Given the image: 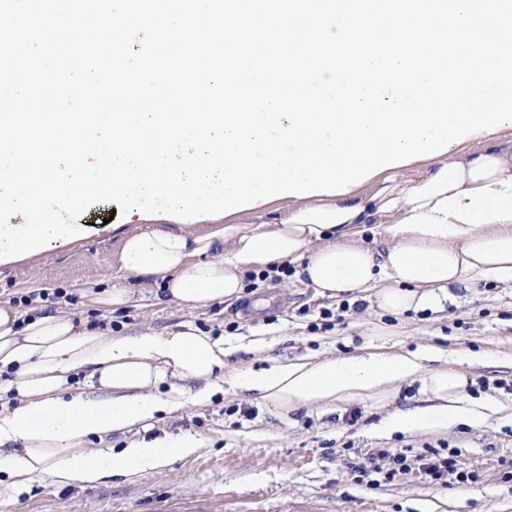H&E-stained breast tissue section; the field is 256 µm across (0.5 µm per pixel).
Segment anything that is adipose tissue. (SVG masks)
<instances>
[{
  "label": "adipose tissue",
  "mask_w": 512,
  "mask_h": 512,
  "mask_svg": "<svg viewBox=\"0 0 512 512\" xmlns=\"http://www.w3.org/2000/svg\"><path fill=\"white\" fill-rule=\"evenodd\" d=\"M276 219H268L270 211ZM184 224L132 217L107 288L89 303L111 313L134 289H162L186 310L231 304L249 276L281 264L321 295H350L388 315L440 306L449 288L512 281V126L467 137L447 153L382 171L348 193L296 198ZM224 339L191 324L166 333L113 334L65 312L21 320L0 301V475L11 487L46 475L59 486L129 480L196 455L193 432L153 429L165 415L209 405L231 388L258 393L270 412L371 402L385 434L482 426L501 402L476 398L453 357L398 346L380 331L356 353L284 358L227 369ZM419 383L422 405L393 408L399 386ZM126 439L111 447L112 437ZM100 445L88 447L89 438Z\"/></svg>",
  "instance_id": "obj_1"
}]
</instances>
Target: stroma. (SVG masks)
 Returning a JSON list of instances; mask_svg holds the SVG:
<instances>
[{"mask_svg":"<svg viewBox=\"0 0 512 512\" xmlns=\"http://www.w3.org/2000/svg\"><path fill=\"white\" fill-rule=\"evenodd\" d=\"M118 239L91 236L76 248L0 268V300L16 301L48 293L34 312L67 308L77 319L94 316L83 295L86 281L108 283L117 275L112 254ZM63 298H56V291ZM434 312L381 315L321 296L295 280L252 282L247 299L189 312L159 300L156 289H135L127 306L112 315V331L135 335L145 329L165 333L192 323L234 343L256 333L269 341L260 353L234 352L229 367L260 370L271 360L348 350L377 326H388L400 346H434L463 354L486 348L512 356V282L452 291ZM272 298L255 311L250 299ZM471 394L506 403L504 412L483 426L458 424L448 431L387 436L373 426L384 413L371 403L337 408L314 406L271 414L253 393L225 389L212 403L164 417L159 428L201 435L204 446L134 480L98 485L55 486L39 476L27 489L0 487V512H512V365L466 366ZM456 453L478 480L467 486L425 479L418 469L391 473L388 456L426 451ZM374 457L369 475L354 463Z\"/></svg>","mask_w":512,"mask_h":512,"instance_id":"35a3bbf8","label":"stroma"}]
</instances>
